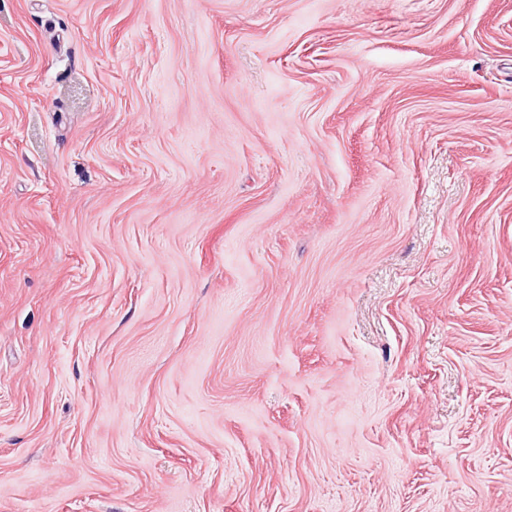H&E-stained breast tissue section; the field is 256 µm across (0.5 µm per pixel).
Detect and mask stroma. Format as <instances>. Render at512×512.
I'll use <instances>...</instances> for the list:
<instances>
[{"mask_svg":"<svg viewBox=\"0 0 512 512\" xmlns=\"http://www.w3.org/2000/svg\"><path fill=\"white\" fill-rule=\"evenodd\" d=\"M0 512H512V0H0Z\"/></svg>","mask_w":512,"mask_h":512,"instance_id":"obj_1","label":"stroma"}]
</instances>
